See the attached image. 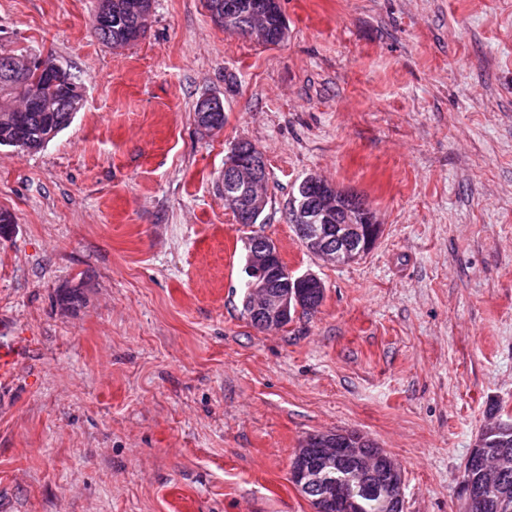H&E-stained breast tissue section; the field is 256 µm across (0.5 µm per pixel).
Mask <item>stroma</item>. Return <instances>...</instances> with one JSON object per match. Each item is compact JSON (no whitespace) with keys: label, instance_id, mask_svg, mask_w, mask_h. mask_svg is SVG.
<instances>
[{"label":"stroma","instance_id":"obj_1","mask_svg":"<svg viewBox=\"0 0 512 512\" xmlns=\"http://www.w3.org/2000/svg\"><path fill=\"white\" fill-rule=\"evenodd\" d=\"M280 6L276 46L154 0L113 48L97 0H0V43L85 88L42 149L0 147V345L25 348L0 381V512H314L290 463L337 429L398 462L404 512H464L488 410H512V0ZM242 139L267 166L256 224L224 205ZM309 175L367 199L361 259L297 238ZM257 235L322 280L316 311L244 317ZM212 98L213 97L202 98L199 101L198 112H197L198 102H197L196 107H195L196 116L197 117L199 115L200 116H204L203 122L198 121V127L200 128L201 131H203L204 133H207V134H211L212 132H214L216 130V128H212L211 127V122H209L206 119V117H205L208 112H209L208 113L209 119H211L213 122L218 124L219 130L224 127V121H225L224 104H223L222 100H221V104H222V107H223V112H212V110L210 109V107L213 105L211 103Z\"/></svg>","mask_w":512,"mask_h":512}]
</instances>
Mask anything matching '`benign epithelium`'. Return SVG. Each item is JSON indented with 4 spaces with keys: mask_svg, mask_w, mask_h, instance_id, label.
<instances>
[{
    "mask_svg": "<svg viewBox=\"0 0 512 512\" xmlns=\"http://www.w3.org/2000/svg\"><path fill=\"white\" fill-rule=\"evenodd\" d=\"M224 172L229 175V191L224 193L225 204L238 213L244 211L254 218L258 217L267 204L264 156L258 151L253 152L251 159L244 161L239 159L238 151L233 148L224 158ZM334 213L336 194L333 190L323 193L313 203L300 200L295 219L304 225L305 232L310 236L312 253L336 264L368 253L381 233L375 216L368 215L371 229L364 236L358 224H329ZM278 258L279 249L270 240L248 252L247 256L246 268L251 276L249 293L252 295L254 313L267 327L285 325L290 302H296L299 309L303 297L312 294L320 300L324 293L323 282L313 273L288 275V291L285 294L271 290L270 266ZM365 440L366 437L356 432H336V443L340 447L327 448L319 453L314 466L290 464L291 482L306 487L325 483L330 487L332 477L327 471L334 467L338 458L344 457L355 462L363 472V491L384 494L389 501L390 512H403L404 479L401 468L381 449L371 457L362 455L359 445ZM488 478V471L481 469L477 475L462 479L460 491L468 509L479 505Z\"/></svg>",
    "mask_w": 512,
    "mask_h": 512,
    "instance_id": "benign-epithelium-1",
    "label": "benign epithelium"
}]
</instances>
